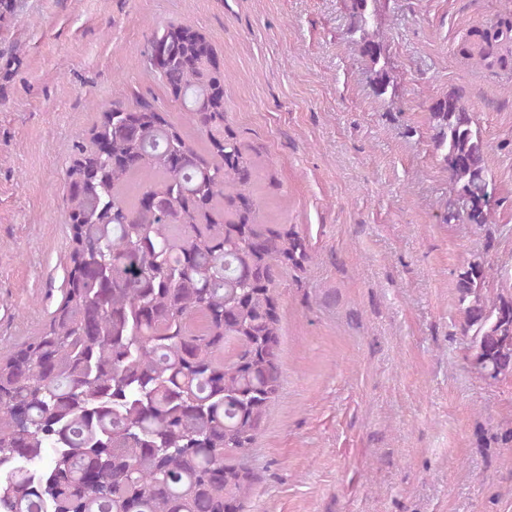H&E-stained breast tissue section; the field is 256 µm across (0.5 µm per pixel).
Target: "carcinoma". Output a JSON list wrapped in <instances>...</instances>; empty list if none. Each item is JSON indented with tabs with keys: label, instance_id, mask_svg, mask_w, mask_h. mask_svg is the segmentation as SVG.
Here are the masks:
<instances>
[{
	"label": "carcinoma",
	"instance_id": "carcinoma-1",
	"mask_svg": "<svg viewBox=\"0 0 512 512\" xmlns=\"http://www.w3.org/2000/svg\"><path fill=\"white\" fill-rule=\"evenodd\" d=\"M371 12L353 0L349 34L392 98ZM202 38L170 24L145 55L166 45L160 75L206 148L147 98L74 144L67 288L43 331L0 356V512H243L259 480L245 458L281 388L279 269L309 255L288 225L259 220L253 149L224 129ZM430 110L455 196L444 221L490 223L488 145L463 96ZM488 276L468 263L457 307L467 359L497 382L512 377V290L488 298Z\"/></svg>",
	"mask_w": 512,
	"mask_h": 512
}]
</instances>
